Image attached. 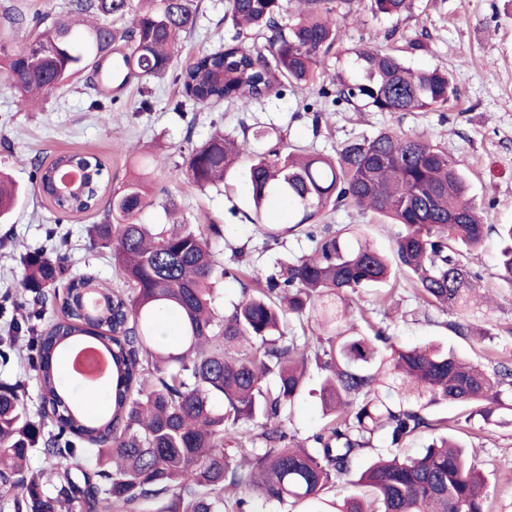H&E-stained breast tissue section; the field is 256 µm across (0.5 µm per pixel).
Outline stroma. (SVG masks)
Listing matches in <instances>:
<instances>
[{
	"label": "stroma",
	"instance_id": "obj_1",
	"mask_svg": "<svg viewBox=\"0 0 512 512\" xmlns=\"http://www.w3.org/2000/svg\"><path fill=\"white\" fill-rule=\"evenodd\" d=\"M358 23L343 33L345 46L373 42L377 32L392 29L390 45L404 47L407 38L427 32L425 51L409 56L419 68L440 67L458 77V98L445 113L357 112L330 108L320 124L303 109L302 96L286 92L255 102L243 111L225 103L200 106L186 96L174 73L234 30L225 22L227 0H200L197 25L175 56L173 71L160 79L131 75L122 90L113 92L112 109L96 111L100 93L90 73L56 89L44 101H22L0 71V170L11 175L24 195L8 223L0 224V295L15 292L23 276L22 250L48 246L47 234L55 229L68 237L69 273H90L120 287L109 249L94 244L95 225L106 223V207L75 216H62L43 204L33 184L34 161L57 153L95 155L105 163L109 188L122 187L137 172H145L152 201L142 213L147 224L166 223L165 208L178 221L220 224L224 227V264L232 265L245 254L251 267L272 272L277 263L309 253L312 244L302 235L272 241L265 226L278 224L286 202L267 213L265 224L254 223L246 165H239L220 189H199L188 179L169 173L193 147L214 129L241 136L243 130H268L289 145H302L332 154L345 141L369 136L384 128L407 133L425 132L449 156L460 160L471 184V193L491 224H512V0H413L411 12L389 18L374 14L370 0H359ZM331 224H358L373 244L390 250L396 225L384 224L350 207L332 212ZM500 248L497 236H488L478 271L492 303L477 309L471 322L477 333L468 338L453 335L445 326L446 314L424 311L403 288L396 297L405 318L396 320L394 332L406 345L429 342L454 347L467 358L486 362L501 353H512V290L498 287L494 258ZM492 340H484V333ZM27 340H20L9 363H0V379L24 382L30 413L41 408L35 373L28 361ZM462 441L476 452L475 463L487 477L493 512H512V472L502 466L512 460V427L484 424L472 419Z\"/></svg>",
	"mask_w": 512,
	"mask_h": 512
}]
</instances>
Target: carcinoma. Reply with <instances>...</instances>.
<instances>
[{"mask_svg": "<svg viewBox=\"0 0 512 512\" xmlns=\"http://www.w3.org/2000/svg\"><path fill=\"white\" fill-rule=\"evenodd\" d=\"M67 0L66 18L39 31L30 47L6 51L10 32L30 26L21 10L0 16V69L25 101H37L103 60L145 77L165 76L180 42L195 30L199 0ZM339 14L334 0H299L283 21L284 0H228L235 35L176 76L197 104L227 102L246 110L288 89L314 96L303 109L351 105L371 112H434L457 94V76L411 67L378 44L350 49L353 75L322 83L321 68L342 50L343 27L357 21L354 0ZM412 0H371L375 14L400 16ZM126 19L115 28L105 17ZM268 34L245 45L247 32ZM213 132L172 170L201 189L249 162L254 223L273 200L288 201V223L267 228L278 241L303 234L312 253L270 274L249 263L222 264L211 240L217 224H143L150 205L145 180H129L106 202L100 246L112 252L124 288L91 274L62 279L65 257L21 256L29 311L0 336V360L15 340L30 339L43 412L27 409L21 382L0 381V512H491L480 469L464 446L435 435L414 457L411 438L437 427L426 414L454 404L485 424H512V356L486 365L436 343L408 347L358 306L360 290L400 273L426 307L452 311L454 335L472 334L469 313L481 275L485 238L503 247L494 278L512 290V224H487L470 194L463 165L423 133L386 128L346 141L333 156ZM80 167L78 194L60 192L58 173ZM96 156L54 155L35 164L42 200L63 215L85 213L106 191ZM20 198L0 175V222ZM349 206L400 227L392 252L379 250L357 224L312 230ZM232 279L240 297L223 314L212 281ZM48 309L61 317L36 325ZM92 339L112 360V391L76 379L65 385L58 361ZM322 424L311 445L295 441L286 412L305 389L308 369ZM257 425L259 433L250 426ZM388 444L370 455L373 439ZM44 467L29 466L33 453Z\"/></svg>", "mask_w": 512, "mask_h": 512, "instance_id": "obj_1", "label": "carcinoma"}]
</instances>
